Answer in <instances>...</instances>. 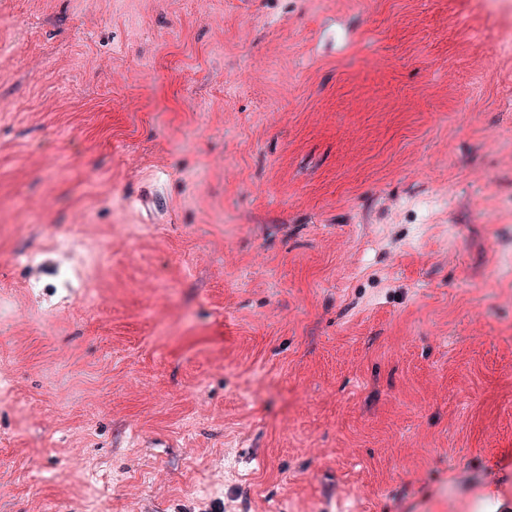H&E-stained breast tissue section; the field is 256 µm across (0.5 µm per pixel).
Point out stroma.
I'll use <instances>...</instances> for the list:
<instances>
[{
	"instance_id": "stroma-1",
	"label": "stroma",
	"mask_w": 512,
	"mask_h": 512,
	"mask_svg": "<svg viewBox=\"0 0 512 512\" xmlns=\"http://www.w3.org/2000/svg\"><path fill=\"white\" fill-rule=\"evenodd\" d=\"M0 512H512V22L0 0Z\"/></svg>"
}]
</instances>
